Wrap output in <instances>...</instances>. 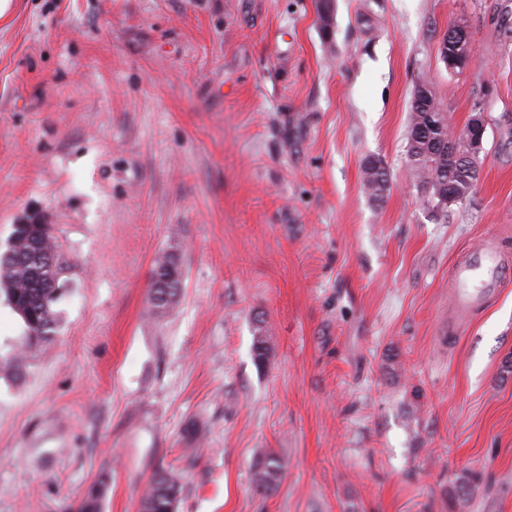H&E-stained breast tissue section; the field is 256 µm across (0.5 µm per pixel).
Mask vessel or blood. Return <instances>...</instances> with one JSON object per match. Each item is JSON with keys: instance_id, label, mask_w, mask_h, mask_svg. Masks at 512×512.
<instances>
[{"instance_id": "obj_1", "label": "vessel or blood", "mask_w": 512, "mask_h": 512, "mask_svg": "<svg viewBox=\"0 0 512 512\" xmlns=\"http://www.w3.org/2000/svg\"><path fill=\"white\" fill-rule=\"evenodd\" d=\"M512 275V260L505 258L493 237H484L458 261L450 281L455 311L448 322L449 335H456L469 312L494 298L504 278Z\"/></svg>"}]
</instances>
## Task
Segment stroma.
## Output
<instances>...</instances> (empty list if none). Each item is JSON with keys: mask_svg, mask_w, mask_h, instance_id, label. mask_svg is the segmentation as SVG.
I'll return each mask as SVG.
<instances>
[{"mask_svg": "<svg viewBox=\"0 0 512 512\" xmlns=\"http://www.w3.org/2000/svg\"><path fill=\"white\" fill-rule=\"evenodd\" d=\"M421 74L454 129L484 98L481 179L444 221L405 172ZM33 214L69 291L24 355L0 300V512H60L105 471L103 512H139L161 464L178 512H512V280L448 343L457 259L487 234L512 257V0H334L328 31L314 0H12L0 252ZM166 253L184 290L154 319ZM468 32L465 24L456 22L441 41V55L451 71L456 68L465 70L476 60L475 49ZM362 174L366 192L375 201L382 202L391 180L388 169L379 160L366 159L362 166ZM286 469V463L283 459L274 455H265L261 457L256 465L255 487L261 493H271L275 491L281 481Z\"/></svg>", "mask_w": 512, "mask_h": 512, "instance_id": "35a3bbf8", "label": "stroma"}]
</instances>
